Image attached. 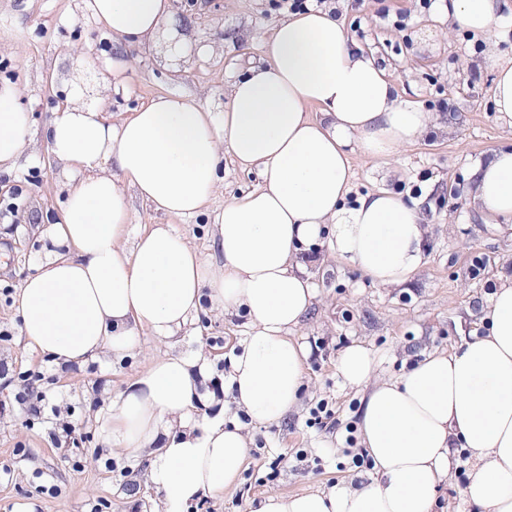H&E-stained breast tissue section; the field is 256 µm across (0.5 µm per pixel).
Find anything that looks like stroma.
I'll use <instances>...</instances> for the list:
<instances>
[{
  "instance_id": "1",
  "label": "stroma",
  "mask_w": 512,
  "mask_h": 512,
  "mask_svg": "<svg viewBox=\"0 0 512 512\" xmlns=\"http://www.w3.org/2000/svg\"><path fill=\"white\" fill-rule=\"evenodd\" d=\"M348 35L374 51L391 74L403 101L435 113L436 127L414 146L387 160L353 149L355 195L387 187L420 201L427 228L426 257L404 286L373 284L360 270L336 260L324 245L310 248L306 272L316 298L295 340L311 354L299 402L279 423L250 424L224 388L226 422L239 424L249 456L224 492L202 496L190 512H252L261 498L303 494L332 486L359 487L369 467H354L363 453L357 430L365 393L343 384L336 361L358 343L374 359V377L396 378L413 360L452 350L482 335L481 315L500 277L512 275V232L472 200L473 168L491 151L512 147V126L493 102L496 64L512 60V15L494 33L475 38L449 25L446 11L420 0H336ZM185 39L181 54L164 48H118L111 36L81 10L80 0H0V84H17L31 116L29 146L19 166L0 167V195L21 187L17 221L0 223V512L29 504L33 512H162L149 480V457L130 459L108 439V409L156 359H210L205 392L224 383L229 355L238 349L249 320L202 300L190 323L166 341L142 331L139 346L123 358L103 352L83 365L55 363L28 346L20 333L17 296L61 244L42 229L59 211L67 180L49 151L47 127L73 84L85 104L112 114L127 113L152 97L191 94L220 108L229 101L235 74L261 56V45L289 12L274 0H173ZM403 27H395L397 16ZM121 58L124 92L102 93L104 60ZM223 186L205 213L194 218L153 210L128 194L131 233L168 224L206 259L220 261L213 229L226 201L254 190L257 171L224 160ZM42 372L37 387L53 397L73 436L51 433L49 423L29 417L18 395L23 374ZM333 409L336 426L310 422L318 401Z\"/></svg>"
}]
</instances>
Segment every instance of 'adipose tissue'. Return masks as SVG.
Instances as JSON below:
<instances>
[{"label": "adipose tissue", "instance_id": "obj_1", "mask_svg": "<svg viewBox=\"0 0 512 512\" xmlns=\"http://www.w3.org/2000/svg\"><path fill=\"white\" fill-rule=\"evenodd\" d=\"M82 9L119 46L183 45L172 0H82ZM447 13L477 36H491L501 21L499 0H450ZM20 96L0 86V165L29 141ZM313 105L319 117L310 116ZM435 122L400 101L385 68L315 7L275 28L261 60L231 82L224 111L163 95L114 119L73 94L47 128L53 158L81 175L48 229L68 251L23 283L22 335L55 362L81 365L106 349H134L144 328L173 337L202 299L241 309L252 331L230 360L235 400L252 424L281 421L301 395L309 355L288 335L314 300L308 248L326 241L331 255L382 286L409 283L425 259L417 204L386 189L351 198L349 146L389 158ZM228 155L257 167L262 184L218 216L222 266L208 265L166 224L129 237L126 189L155 210L191 217L217 192ZM473 177L475 202L512 220V149L494 150ZM483 323L485 335L389 381H374L366 347L349 346L336 372L368 391L360 431L369 482L271 495L255 512H432L463 451L476 462L464 497L481 512H512V278L498 280ZM209 368L203 358L156 359L108 411L109 435L124 454L154 447L150 478L164 512H187L201 494L223 492L245 463L242 429L223 415L194 432L198 407L214 404L201 390Z\"/></svg>", "mask_w": 512, "mask_h": 512}]
</instances>
